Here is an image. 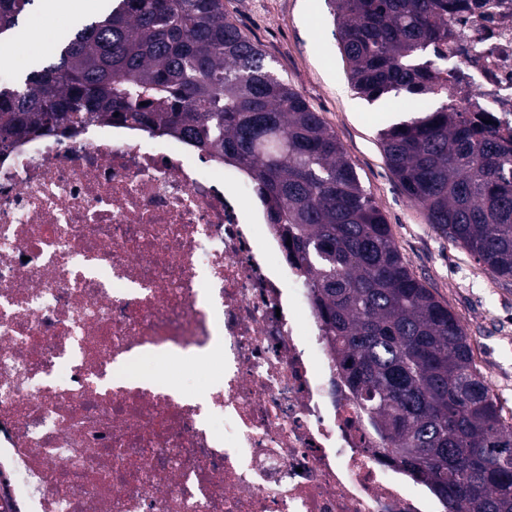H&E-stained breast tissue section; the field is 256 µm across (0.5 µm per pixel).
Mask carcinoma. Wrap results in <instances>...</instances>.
Listing matches in <instances>:
<instances>
[{
  "label": "carcinoma",
  "instance_id": "carcinoma-1",
  "mask_svg": "<svg viewBox=\"0 0 512 512\" xmlns=\"http://www.w3.org/2000/svg\"><path fill=\"white\" fill-rule=\"evenodd\" d=\"M34 0H0V36ZM356 93L431 101L379 134L408 199L448 242L512 279V137L450 102L448 15L462 0H329ZM103 117L179 134L244 171L291 241L361 412L446 512H512V422L470 336L409 267L341 142L224 12V0H114L53 60L0 86V145Z\"/></svg>",
  "mask_w": 512,
  "mask_h": 512
}]
</instances>
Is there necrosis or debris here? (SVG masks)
<instances>
[{"label":"necrosis or debris","instance_id":"1","mask_svg":"<svg viewBox=\"0 0 512 512\" xmlns=\"http://www.w3.org/2000/svg\"><path fill=\"white\" fill-rule=\"evenodd\" d=\"M451 99L512 133V0L448 20ZM223 346L215 378L134 375ZM357 412L244 172L91 123L0 150V512H444Z\"/></svg>","mask_w":512,"mask_h":512}]
</instances>
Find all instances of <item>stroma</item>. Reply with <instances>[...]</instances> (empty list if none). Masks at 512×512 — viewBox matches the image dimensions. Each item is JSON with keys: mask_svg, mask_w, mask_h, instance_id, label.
<instances>
[{"mask_svg": "<svg viewBox=\"0 0 512 512\" xmlns=\"http://www.w3.org/2000/svg\"><path fill=\"white\" fill-rule=\"evenodd\" d=\"M236 24L266 52L278 75L297 90L335 131L361 184L383 211L395 240L416 275L460 319L472 339L476 363L506 418H512V282L498 279L464 248L427 224L420 207L402 193L379 144L382 130L405 119V93L370 102L352 88L334 35L327 0H224ZM84 15L47 16L31 5L20 18L25 32L42 30L41 46L26 44L23 56L0 42V59L22 77Z\"/></svg>", "mask_w": 512, "mask_h": 512, "instance_id": "stroma-1", "label": "stroma"}]
</instances>
